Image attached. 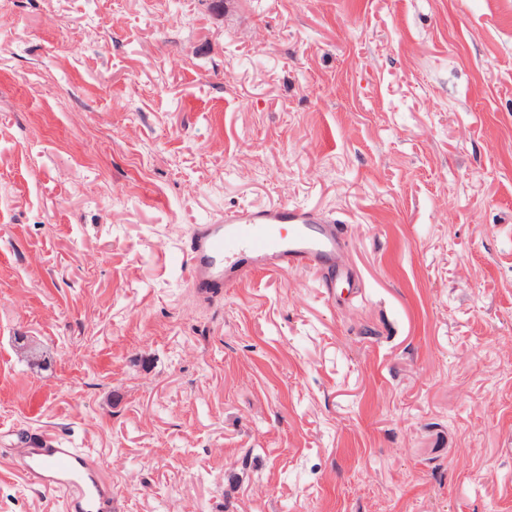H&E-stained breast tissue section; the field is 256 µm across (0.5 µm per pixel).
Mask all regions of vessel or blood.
I'll return each mask as SVG.
<instances>
[{
	"label": "vessel or blood",
	"mask_w": 512,
	"mask_h": 512,
	"mask_svg": "<svg viewBox=\"0 0 512 512\" xmlns=\"http://www.w3.org/2000/svg\"><path fill=\"white\" fill-rule=\"evenodd\" d=\"M348 237L335 219L298 207L243 208L194 225L185 246L190 286L200 300L254 274L315 268L334 292L350 270L340 258ZM10 466L33 489L64 493L65 512H115L112 482L88 454L46 433H29Z\"/></svg>",
	"instance_id": "1"
}]
</instances>
